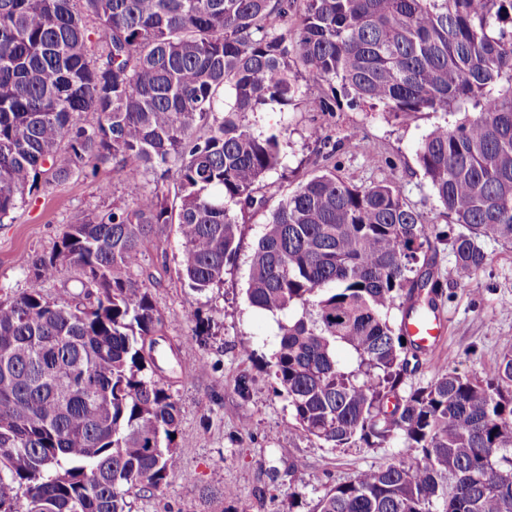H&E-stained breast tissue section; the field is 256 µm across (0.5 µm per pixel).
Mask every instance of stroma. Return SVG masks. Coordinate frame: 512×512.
Listing matches in <instances>:
<instances>
[{
	"label": "stroma",
	"mask_w": 512,
	"mask_h": 512,
	"mask_svg": "<svg viewBox=\"0 0 512 512\" xmlns=\"http://www.w3.org/2000/svg\"><path fill=\"white\" fill-rule=\"evenodd\" d=\"M306 91L312 97L331 98V111L310 112L295 102L284 111L249 118L258 132L284 123L286 166L257 185L255 195L265 199L266 206L248 221L235 267L223 285L203 295L183 286L175 225L158 229L147 246L144 271L153 277L152 297L165 319L159 346L164 377L181 406L175 439L180 473L157 492L132 491V512H207L210 493L238 512H311L325 487L349 481L396 454L392 447L323 448L292 426L288 403L273 394L264 365L274 350L276 321L250 306L245 291L253 248L269 209L325 168L335 169L337 176L356 186L392 183L427 224L446 227L447 219L416 160L419 142L443 116L422 112L400 124L384 113L332 98L325 83H309ZM331 145L337 148L332 156L327 153ZM374 155L382 157V164L372 165ZM100 180L111 182L113 198H125L120 174L104 167L96 176L76 175L27 197L11 219L0 224L1 299L25 288L29 262L49 254L68 224L104 209L96 190ZM485 249L492 258L487 269L467 284L446 287L439 298L443 334L428 363L411 375L410 385H426L438 364L471 375L501 358L505 338H512V249L494 242ZM194 336L202 341L199 360L177 364V349ZM246 342L255 358L243 356ZM243 374L251 379L245 397L235 388ZM245 417L251 421L246 431L240 428ZM296 459L306 462L310 485L293 497L288 467Z\"/></svg>",
	"instance_id": "obj_1"
}]
</instances>
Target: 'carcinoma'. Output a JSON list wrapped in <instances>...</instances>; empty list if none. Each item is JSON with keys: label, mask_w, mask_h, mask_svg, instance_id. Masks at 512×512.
<instances>
[{"label": "carcinoma", "mask_w": 512, "mask_h": 512, "mask_svg": "<svg viewBox=\"0 0 512 512\" xmlns=\"http://www.w3.org/2000/svg\"><path fill=\"white\" fill-rule=\"evenodd\" d=\"M296 2L0 0V224L108 164L127 196L67 225L0 300V512H132L129 490L178 472L181 411L150 348L165 324L137 274L174 224L191 291L224 283L240 218L264 207L255 186L284 165L282 130L248 116L331 110L302 79L401 123L446 116L416 157L448 229L391 183L326 170L269 212L251 256L247 299L276 316L269 373L295 425L322 447L404 449L313 512H512V341L479 375L440 365L408 388L427 349L404 329L437 311L444 281L419 266L437 243L461 281L489 265L485 243L512 247V0ZM68 267L83 295L46 297ZM288 476L293 496L309 484L300 459Z\"/></svg>", "instance_id": "cac0c4a2"}]
</instances>
